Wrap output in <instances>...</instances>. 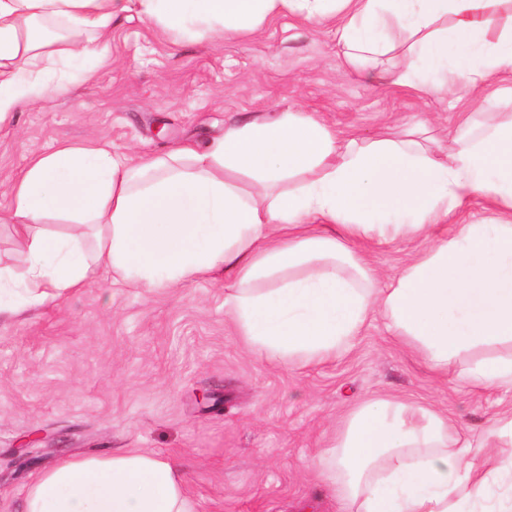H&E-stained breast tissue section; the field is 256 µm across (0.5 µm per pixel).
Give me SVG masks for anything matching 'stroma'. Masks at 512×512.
I'll list each match as a JSON object with an SVG mask.
<instances>
[{
    "mask_svg": "<svg viewBox=\"0 0 512 512\" xmlns=\"http://www.w3.org/2000/svg\"><path fill=\"white\" fill-rule=\"evenodd\" d=\"M0 125V214L36 156L95 139L117 151L204 147L236 119L310 112L368 138L429 123L447 137L480 109L357 74L332 22L282 14L256 33L197 41L128 13L109 50ZM421 238L366 246L384 276ZM434 371L381 317L336 360L288 367L251 349L224 314V280L147 290L99 273L61 302L0 321V512H19L34 471L76 454L140 448L181 456L198 512H336L318 455L370 398L433 407L478 438L512 390Z\"/></svg>",
    "mask_w": 512,
    "mask_h": 512,
    "instance_id": "obj_1",
    "label": "stroma"
}]
</instances>
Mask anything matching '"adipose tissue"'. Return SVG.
<instances>
[{"mask_svg":"<svg viewBox=\"0 0 512 512\" xmlns=\"http://www.w3.org/2000/svg\"><path fill=\"white\" fill-rule=\"evenodd\" d=\"M137 12L165 33L251 34L289 13L331 21L346 64L420 94L487 87L512 72V0H0V124L49 93L59 63L101 52L115 18ZM398 58L380 68L386 56ZM502 213L435 237L390 281L358 243L428 232L466 202ZM57 219L89 236L44 230ZM21 264L0 265V315L85 287L98 268L147 288L220 273L224 310L254 350L291 365L351 349L373 314L438 372L479 348L512 343V113L466 112L449 144L425 128L365 139L308 112L241 119L205 149L133 155L89 142L33 159L10 191ZM512 388V353L462 372ZM448 418L375 399L347 419L324 462L342 512H512L484 502L512 476V414L479 442ZM181 457L144 449L63 458L35 474L21 512H196Z\"/></svg>","mask_w":512,"mask_h":512,"instance_id":"adipose-tissue-1","label":"adipose tissue"}]
</instances>
